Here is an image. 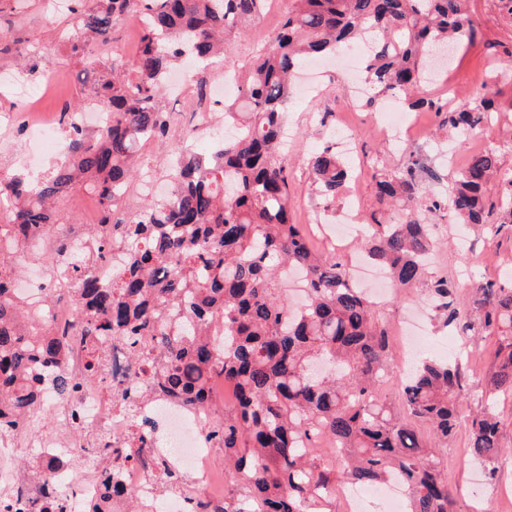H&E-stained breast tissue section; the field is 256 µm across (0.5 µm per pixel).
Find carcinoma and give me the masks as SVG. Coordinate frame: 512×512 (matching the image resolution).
I'll return each mask as SVG.
<instances>
[{
  "label": "carcinoma",
  "instance_id": "obj_1",
  "mask_svg": "<svg viewBox=\"0 0 512 512\" xmlns=\"http://www.w3.org/2000/svg\"><path fill=\"white\" fill-rule=\"evenodd\" d=\"M80 38L71 55L88 73L99 59L87 40L105 42L112 22L144 17L135 57L112 62L90 86L97 108L111 120L89 139L65 106V162L52 175L0 184L14 200L0 224V248L19 250L58 223L51 201L76 185L98 199L112 240L99 256L122 253L120 271L101 284L83 260L66 263L75 282L77 328L98 345L86 356V380H104L102 347L125 341L135 359L155 352L165 361L154 384L190 407L218 405L213 381L233 386L235 401L216 410L207 435L224 449L240 488L225 491L224 504L198 500L199 512H327L336 480L369 485L397 478L408 512H453V495L431 443L468 429L471 457L488 482L502 458L497 395L512 392V284L474 282L460 311L446 277L429 280L435 318L467 338L495 336L496 367L480 392V406L462 418L459 400L468 386L462 361L421 358L401 380L399 404L382 390L393 369L389 338L375 307L351 283L338 258L318 253L290 214L288 154L282 150L284 109L302 63L368 39L365 76L372 94L399 96L412 111L446 114L459 136L501 113L486 93L448 102L415 94L429 78L432 53L470 40L476 22L470 0H291L278 30L245 67L237 98L224 118L239 134L220 148L197 152L175 147L170 191L153 197L135 216L117 208L138 172L141 143L167 135L157 98L168 63L187 48L206 62L224 34L258 19L266 0H74ZM512 82V48L488 83ZM309 166L319 192L335 200L350 184L348 162L328 145ZM417 159L376 182L383 219L366 225L364 257L388 275L392 287L411 288L428 274L436 243L435 214L451 212L464 227L485 226L494 236L512 228V175L501 173L499 154L472 155L446 194L427 196L416 180ZM500 175V210L486 204L489 179ZM13 270L0 264V427L16 429L40 404L42 383L61 396L72 382L61 371L64 341L49 328V308L23 315L12 292ZM427 429L425 440L421 429ZM322 437L340 452L334 470L310 448ZM99 477L116 500L135 498L114 475L128 448L98 449Z\"/></svg>",
  "mask_w": 512,
  "mask_h": 512
}]
</instances>
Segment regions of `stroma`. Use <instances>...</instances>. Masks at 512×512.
I'll list each match as a JSON object with an SVG mask.
<instances>
[{
	"label": "stroma",
	"instance_id": "1",
	"mask_svg": "<svg viewBox=\"0 0 512 512\" xmlns=\"http://www.w3.org/2000/svg\"><path fill=\"white\" fill-rule=\"evenodd\" d=\"M477 21L478 35L473 43L459 45L449 66L436 70L431 81L422 88L426 97L447 99L449 92L464 96L487 86L490 73L499 64V50L512 46V19L501 12L497 0H470ZM280 12L264 13L260 20L245 28L229 32L224 53L236 66L246 65L275 31ZM0 28L11 31L16 45L0 52V183L31 171L27 163L26 140L18 139L14 129L5 125L7 118L16 122L42 120L67 102L88 111L93 107L90 85L86 83L82 63L72 57L70 42L76 24L70 11L50 13L47 0H26L17 6L15 0H0ZM46 55L51 62L52 89H25L17 78L29 77L24 63L27 57ZM347 78L336 71L335 63H327L325 74L316 82L313 92L295 88L286 108L288 126V170L293 185L292 211L295 223L311 225L313 215L327 216L329 223L339 221L342 212L356 207L362 217L381 211L375 194V176L394 171L415 156L423 168L418 180L427 192L445 193L452 180L471 154L484 145L496 146L502 171L512 173V130L503 120H495L474 131L472 138L456 139L443 124L441 116L432 112L415 115L410 136L390 139L367 126L368 111L346 90ZM166 112L169 132L140 147L142 174L133 180L119 203L128 216L139 213L144 205L146 183L163 184L168 180L176 145L189 142L198 151L212 148L217 134L224 130V109L202 106L196 101L195 86L184 95L163 93L158 99ZM356 131L352 164L356 182L351 195L342 196L334 206H325L313 183L308 162L327 143L333 142L337 123ZM438 245L430 270L457 283L455 301L465 307L473 280H497L504 272H512V235L498 236L479 230L461 232L455 217H437ZM467 349L470 384L460 403L462 411L476 406L479 383L495 368V340L492 337L463 339L452 328L442 327L437 320L428 323V352L449 357L459 349ZM466 429H458L437 452L445 464L448 486L454 497V512H512V463L505 465L497 480L485 482L483 467L467 453Z\"/></svg>",
	"mask_w": 512,
	"mask_h": 512
}]
</instances>
